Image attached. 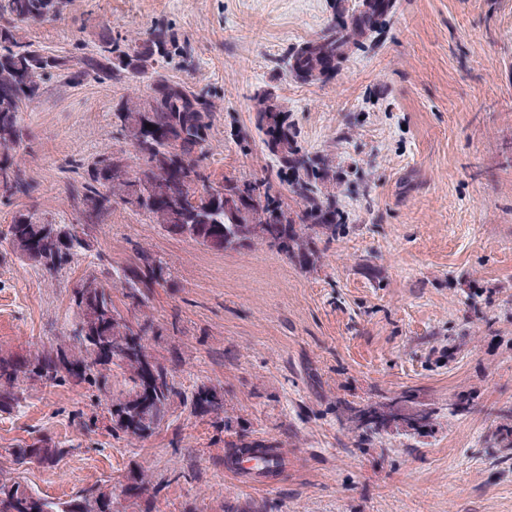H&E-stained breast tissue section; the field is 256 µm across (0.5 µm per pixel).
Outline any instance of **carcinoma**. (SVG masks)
I'll list each match as a JSON object with an SVG mask.
<instances>
[{
  "label": "carcinoma",
  "instance_id": "cac0c4a2",
  "mask_svg": "<svg viewBox=\"0 0 512 512\" xmlns=\"http://www.w3.org/2000/svg\"><path fill=\"white\" fill-rule=\"evenodd\" d=\"M63 0H0V190L13 195L26 190L23 171L15 160L20 149L22 113L39 103L47 77L63 63L33 42L19 35L22 23L45 20L56 15ZM396 0H366L361 6L345 7L336 0L334 12L322 31L288 51L282 73L302 84L329 82L347 59L393 13ZM177 47L167 32L156 28L145 39L134 38L120 44L105 37L91 53L80 59V66L67 73V82L109 79L126 82L135 89L114 109L117 126L131 151L103 153L83 166L81 190L75 195L85 223L66 224V240H61L51 224H40L30 212H17L7 236L13 253L23 261L57 271L79 252L90 248L84 224H98L120 200L130 209L143 213L152 224H170L171 216L179 224L173 235L189 238L208 250L245 249L255 242L284 251L290 258L307 259L302 228L332 230L340 222L336 207L321 190V185L336 181V170L326 157L312 158L298 145L289 122L288 110L274 91L256 93V128L262 142L288 173V190L300 199L302 211L291 216L271 195L268 183L227 181L231 189L250 199L248 219L240 222L224 208V186H213L211 173L203 164L211 137L217 106L201 91H186L188 84L169 79L165 67ZM153 99L148 112L139 110L143 94ZM143 175L146 182L159 181L165 191L153 199L140 195L132 199V177ZM262 227L261 235L253 234ZM168 263L140 248L133 262L121 268L119 278L126 297L135 308L147 305L155 290L167 283ZM78 321L68 339L51 350L23 358L0 356V411L12 409L25 399V385L39 384L55 388L83 385L95 393L96 405L107 410L112 428L135 439H144L165 419L175 401L191 409L203 405L215 416L224 412V396L203 387L187 395L178 386L174 374L159 362L140 342L127 355L101 356V346L121 334L126 325L117 321L121 312L112 302L105 284L89 295L75 294ZM102 315L92 333H83L84 310ZM149 359L164 381L142 397L141 359ZM124 375L125 390L114 395L109 387L112 368ZM370 406L344 404L343 415L366 417L352 430L359 440L371 441L387 431L384 423L369 416ZM494 437L500 447L509 450L512 460V408L499 411ZM68 450L36 439L13 454V462L23 466L32 461L57 463ZM245 455L259 465L255 478H272L282 472L285 458L277 448L261 441L239 437L226 455L230 467ZM0 512H112V493L93 484L66 501L43 496L19 481L0 477Z\"/></svg>",
  "mask_w": 512,
  "mask_h": 512
}]
</instances>
